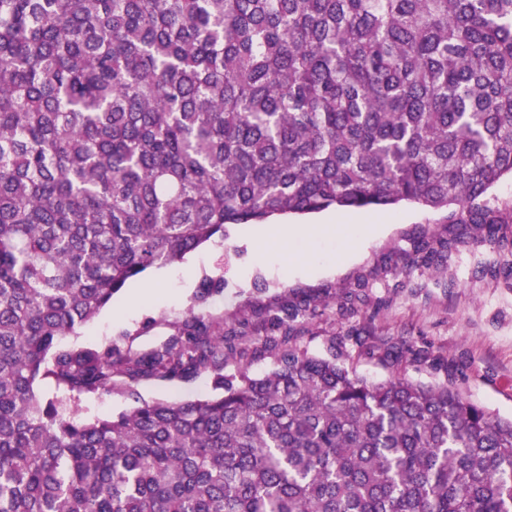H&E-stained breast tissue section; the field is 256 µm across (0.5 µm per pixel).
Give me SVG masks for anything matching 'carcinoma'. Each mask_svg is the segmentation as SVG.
Segmentation results:
<instances>
[{
	"instance_id": "carcinoma-1",
	"label": "carcinoma",
	"mask_w": 512,
	"mask_h": 512,
	"mask_svg": "<svg viewBox=\"0 0 512 512\" xmlns=\"http://www.w3.org/2000/svg\"><path fill=\"white\" fill-rule=\"evenodd\" d=\"M506 176L512 0H0V512H512V419L401 346L356 338L381 382L297 348L307 304L265 313L262 376L193 311L154 350L62 344L226 224L410 203L458 228L385 271L507 249ZM207 371L212 397L135 389ZM118 385L127 412L68 406Z\"/></svg>"
}]
</instances>
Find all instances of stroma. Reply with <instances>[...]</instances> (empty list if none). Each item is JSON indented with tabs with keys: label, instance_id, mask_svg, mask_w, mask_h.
I'll list each match as a JSON object with an SVG mask.
<instances>
[{
	"label": "stroma",
	"instance_id": "stroma-1",
	"mask_svg": "<svg viewBox=\"0 0 512 512\" xmlns=\"http://www.w3.org/2000/svg\"><path fill=\"white\" fill-rule=\"evenodd\" d=\"M447 212L416 204L388 209H329L307 215H285L266 224H229L225 237L186 255L183 262L153 267L129 282L111 306L86 326L74 341L100 344L122 341L149 350L181 335L188 312L220 327L234 352L224 361L225 374L236 373L238 353L259 344L263 310L286 302L316 305L317 312L294 323V343L315 355L327 354L332 337H344L346 349L357 347L350 330L362 331L374 344L385 342L425 350L451 361L450 372L411 364L409 377L426 383L453 374L475 403L512 418V249L487 245L454 251L437 270L382 273L384 257L408 247L419 228L441 231ZM332 224L336 233L321 235L313 245L322 251L326 272L296 275L286 254L267 249L257 262L261 238L295 226ZM501 269L490 277L488 268ZM220 276L224 288L205 302L196 294L203 278ZM366 278L358 287V278ZM375 320H366L368 312ZM148 401H191L213 395L212 376L141 380L136 386Z\"/></svg>",
	"mask_w": 512,
	"mask_h": 512
}]
</instances>
